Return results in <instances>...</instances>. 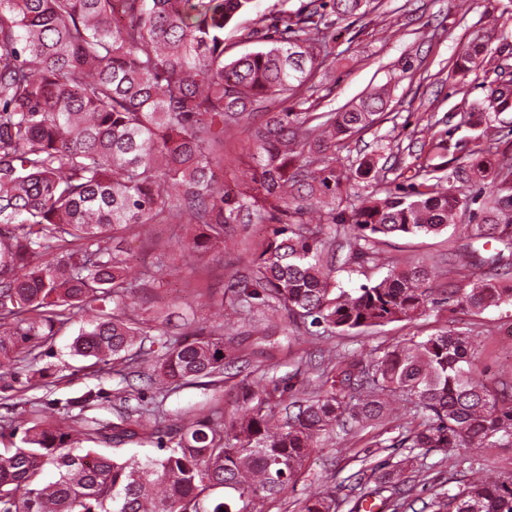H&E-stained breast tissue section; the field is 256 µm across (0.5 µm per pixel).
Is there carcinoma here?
Here are the masks:
<instances>
[{
  "label": "carcinoma",
  "instance_id": "obj_1",
  "mask_svg": "<svg viewBox=\"0 0 512 512\" xmlns=\"http://www.w3.org/2000/svg\"><path fill=\"white\" fill-rule=\"evenodd\" d=\"M254 0H0V372L31 368L56 335L80 320L75 355L105 369L149 366L154 393L224 377L228 314L252 320L285 311L316 328V340L410 320L448 305L475 314L512 306V279L463 280L478 265L512 263V162L494 159L486 112L512 111V87L497 79L488 106L464 115L480 133L464 147L470 176L493 194L482 213L453 184L458 172L421 166L399 192L371 160L346 163L349 140L382 117L376 91L338 112L266 113L254 131L250 180L229 196L215 168L224 131L274 96L312 97L332 55L334 21L366 0H310L274 33L271 45L224 60V28ZM487 62L481 42L462 49L453 70ZM370 192L363 193L364 189ZM470 213L471 239L494 241L482 255L466 244L448 259L451 277L435 297L423 261L388 268L376 283L346 290L328 258L348 240L349 260H380V237L438 234ZM272 225L250 277L238 281L208 332L185 324L181 339L146 341L155 319L131 301L135 279L114 246L147 224L204 226L179 243L192 266L198 252L226 243L240 217ZM474 340L450 329L390 345L370 360L335 365L303 390L298 411L274 425L273 392L243 388L244 412L224 421L217 409H190L165 423L154 402L113 409L114 420L69 415L65 431L47 418L10 425L19 441L0 454V512H262L284 494L314 449L347 424L391 423L406 409L391 448L405 458L379 465V487L399 489L415 450L512 447V397L475 371ZM152 444L160 454L121 459L77 446ZM468 482L436 493L430 512H512V475L474 456ZM55 479L43 480L46 472ZM224 489V496L216 490ZM299 512H336L329 491H312Z\"/></svg>",
  "mask_w": 512,
  "mask_h": 512
}]
</instances>
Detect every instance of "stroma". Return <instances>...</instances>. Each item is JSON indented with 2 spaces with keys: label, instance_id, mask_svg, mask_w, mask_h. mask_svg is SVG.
<instances>
[{
  "label": "stroma",
  "instance_id": "35a3bbf8",
  "mask_svg": "<svg viewBox=\"0 0 512 512\" xmlns=\"http://www.w3.org/2000/svg\"><path fill=\"white\" fill-rule=\"evenodd\" d=\"M307 3L258 0L256 9L239 15L225 28L226 59L257 49L250 31L282 21ZM365 10L364 17L337 20L338 55L330 59L322 89L311 100L313 111L351 106L370 87L387 85L390 99L383 121L362 138L350 140L347 157L353 161L365 156L374 158L394 186H408L415 169L435 159L443 163L445 172L460 170L467 161L459 145L477 134L476 129L461 124L460 118L463 112L485 102L489 79L481 68L461 79L452 77L453 63L458 52L483 33L485 16L491 12L499 16L500 22L487 48L493 56L506 51V64L512 68V0H467L462 10L456 8L455 0H368ZM296 106V99L272 98L264 111L253 113L225 133L224 163L217 171L225 192L237 194L248 179L251 133L263 121L265 112ZM433 137L446 145L436 158L428 146ZM201 230L198 224H150L141 236L122 243L130 266L138 272L152 271L155 276L154 281L136 289L133 300L149 314L171 315L168 331L173 335L181 332L187 320L193 327L210 329V311L200 306V299L222 302L229 285L249 275L251 259L261 251L271 232L266 224H233L223 250L205 253L196 267L178 263L156 267L155 256L160 249L177 250L179 242L191 241ZM465 242L464 231L451 229L437 235L388 237L378 245L380 264L359 266L348 262V243L340 239L336 242V257L341 262L337 278L344 288H356L381 280L389 263L419 258L441 273L449 253ZM453 328L473 336L475 366L484 380L496 391L512 396V337L507 334L512 328V306L491 308L479 315L462 306L451 312L434 310L361 335H339L332 344L346 356L357 357ZM78 330L75 323L60 328L51 355L42 359L54 375L53 386L35 384L31 372L24 369L17 370L15 376L0 378V425L18 417L62 416L68 401L89 391L100 393L101 399L84 413L98 419L110 418L113 404L121 397L136 392L151 397L150 387L140 377L98 372L86 360L74 356L70 346ZM228 334L232 361L224 371L223 383L207 388L187 385L172 393L164 403L171 418L214 402L223 407L225 417L237 416L244 410L241 384L245 381L256 390L279 385L284 390L282 401L288 404L297 400L296 388L304 377L317 374L319 343L306 328H292L284 313L274 315L266 338H259L252 324L242 322ZM386 437L380 427L338 432L326 447L313 452L287 492L268 502V512H298V502L309 491L324 489L334 492L336 512H352L361 498L380 504V512H421L432 493L457 488L465 480V467L443 452L431 450L404 468L407 493L385 497L377 491L374 468L404 455L403 449L380 447V440Z\"/></svg>",
  "mask_w": 512,
  "mask_h": 512
}]
</instances>
